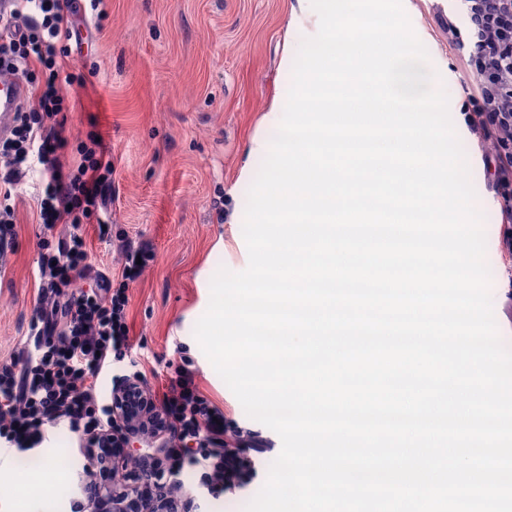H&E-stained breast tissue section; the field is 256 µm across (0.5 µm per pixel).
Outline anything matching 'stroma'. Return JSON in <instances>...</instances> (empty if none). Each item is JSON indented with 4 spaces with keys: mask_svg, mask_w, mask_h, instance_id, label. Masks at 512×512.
<instances>
[{
    "mask_svg": "<svg viewBox=\"0 0 512 512\" xmlns=\"http://www.w3.org/2000/svg\"><path fill=\"white\" fill-rule=\"evenodd\" d=\"M412 27L426 47L431 68L441 76L450 115L462 143L483 216L486 262L499 335L512 348V255L502 252V201L491 189L476 138L466 125L468 99L457 54L434 21L433 0H402ZM295 0H107L103 30L83 31L72 46L64 85L70 109L61 136L65 166H77L76 146L98 132L112 154L108 205L111 236L97 224L84 227L90 266L118 272L119 239L152 245L155 260L130 284L128 348L113 353L97 388L142 370L148 387L168 383L177 369L192 370L200 389L223 411L236 434L251 430L269 443L263 453L238 454L256 476L213 497L197 491L200 470L179 474L182 498L191 512H228L249 503L264 485L279 455V435L248 417L202 351L194 334L210 301L209 281L220 269L243 271L244 237L233 213L244 212L249 182L240 180L243 150L268 102L287 96L292 74L280 67L283 49L298 50L309 28L289 29ZM44 190L40 164L12 187L17 238L0 262V360L17 354L39 308L37 262L44 230L36 222ZM80 438L67 424L51 428L31 452L54 470L30 486V473L13 454L0 459V512H71L82 499Z\"/></svg>",
    "mask_w": 512,
    "mask_h": 512,
    "instance_id": "35a3bbf8",
    "label": "stroma"
}]
</instances>
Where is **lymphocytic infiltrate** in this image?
Here are the masks:
<instances>
[{
	"label": "lymphocytic infiltrate",
	"instance_id": "obj_1",
	"mask_svg": "<svg viewBox=\"0 0 512 512\" xmlns=\"http://www.w3.org/2000/svg\"><path fill=\"white\" fill-rule=\"evenodd\" d=\"M466 27L439 19L449 50L459 52L470 85L466 123L476 135L484 162L494 172L492 188L501 198L502 243L512 253V0H461ZM80 29L70 0H14L0 13V75L42 79L18 110L9 135L0 138V195L10 196L32 163L48 177L37 204V219L50 230L38 260L40 305L31 322L24 363H0V440L17 453L41 447L49 427L68 423L82 437L112 435L106 455L112 473L128 467L121 429L146 437L164 433L179 442L170 457L175 467L198 466L202 486L213 495L227 485L223 412L199 388L192 371L180 370L165 390L141 389L128 397L126 412L114 417L111 400L99 397L97 380L113 350L128 346L127 291L154 259L148 243L126 245L117 277L97 274L88 285L77 280L88 268L82 228L108 223L106 192L112 158L102 142L80 143L81 161L65 170L59 116L68 108L61 85L70 81L58 60ZM205 436V452L185 457L183 447Z\"/></svg>",
	"mask_w": 512,
	"mask_h": 512
}]
</instances>
